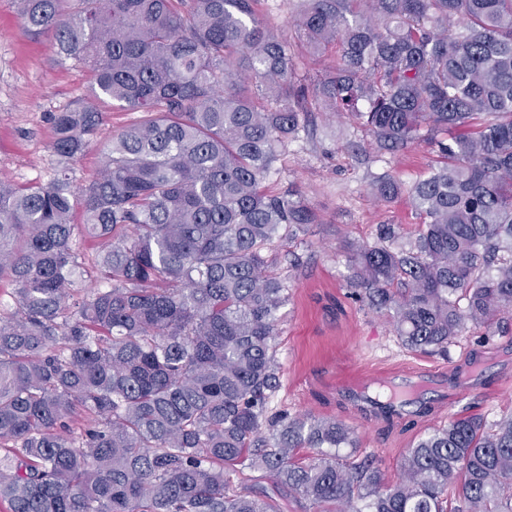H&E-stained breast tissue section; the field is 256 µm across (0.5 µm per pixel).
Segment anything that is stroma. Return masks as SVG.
I'll return each mask as SVG.
<instances>
[{"instance_id": "1", "label": "stroma", "mask_w": 512, "mask_h": 512, "mask_svg": "<svg viewBox=\"0 0 512 512\" xmlns=\"http://www.w3.org/2000/svg\"><path fill=\"white\" fill-rule=\"evenodd\" d=\"M259 9L265 26L287 39L297 78L314 81L335 63L336 45L316 56L302 46L293 26L296 0H260ZM89 87L85 67L57 59L47 39L26 35L11 0H0V181L45 184L64 171L81 188L97 177L104 146L144 115L99 104L103 120L88 148L61 163L49 115L87 100ZM370 141L356 120L316 104L264 183L270 191L299 192L318 217L308 235L267 252L289 293L275 339L280 387L273 407L341 420L355 430L359 455L373 456L393 480L407 448L434 429L464 415L491 423L512 412V317L490 330L466 329L442 357L406 349L387 314L350 298L348 243H374L382 224L397 225L407 239L418 228L407 198L375 202L376 178L409 186L438 161L423 142L377 155L369 153ZM408 374L422 382L399 416L374 413L367 397L375 383Z\"/></svg>"}]
</instances>
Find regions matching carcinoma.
<instances>
[{
    "label": "carcinoma",
    "mask_w": 512,
    "mask_h": 512,
    "mask_svg": "<svg viewBox=\"0 0 512 512\" xmlns=\"http://www.w3.org/2000/svg\"><path fill=\"white\" fill-rule=\"evenodd\" d=\"M25 32L85 64L93 100L146 118L112 138L100 176L0 181V501L9 512H280L227 468L262 471L315 512H512V414L448 422L389 483L334 418L271 412L284 278L275 242L308 232L297 192L263 181L301 127L305 84L258 0H13ZM302 0L314 81L378 152L427 143L410 187L420 221L349 250L350 295L387 311L405 347L448 353L512 313V0ZM89 102L52 114L64 162L90 143ZM108 285L86 288L71 214ZM310 448L306 462L298 450Z\"/></svg>",
    "instance_id": "carcinoma-1"
}]
</instances>
